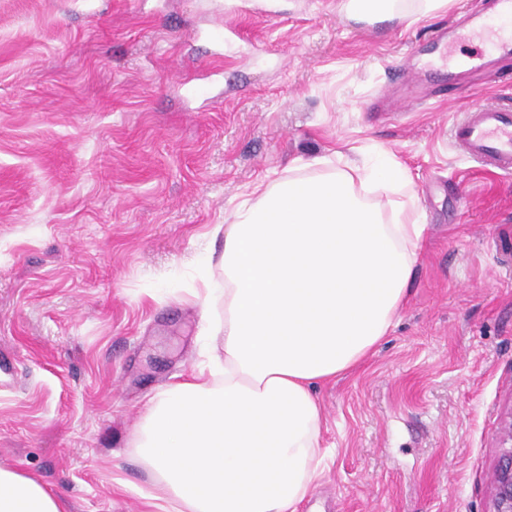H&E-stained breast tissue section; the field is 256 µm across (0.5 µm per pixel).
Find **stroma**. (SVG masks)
<instances>
[{
  "instance_id": "obj_1",
  "label": "stroma",
  "mask_w": 512,
  "mask_h": 512,
  "mask_svg": "<svg viewBox=\"0 0 512 512\" xmlns=\"http://www.w3.org/2000/svg\"><path fill=\"white\" fill-rule=\"evenodd\" d=\"M342 0H0V467L66 512H157L132 446L151 399L221 348L186 295L211 229L294 161L390 150L427 230L410 299L364 361L317 390L331 448L300 512H493L512 413V175L462 156L468 107L512 101V57L463 87L431 39L449 0L360 20ZM230 30L223 51L202 33ZM439 68L401 117L373 97Z\"/></svg>"
}]
</instances>
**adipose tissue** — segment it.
<instances>
[{
	"instance_id": "1",
	"label": "adipose tissue",
	"mask_w": 512,
	"mask_h": 512,
	"mask_svg": "<svg viewBox=\"0 0 512 512\" xmlns=\"http://www.w3.org/2000/svg\"><path fill=\"white\" fill-rule=\"evenodd\" d=\"M447 0H346L357 16L403 17ZM259 186L224 227L193 297L222 355L157 393L132 443L159 512H297L327 451L316 394L399 320L426 226L407 172L385 152L332 158ZM0 512H65L31 476L0 468Z\"/></svg>"
}]
</instances>
